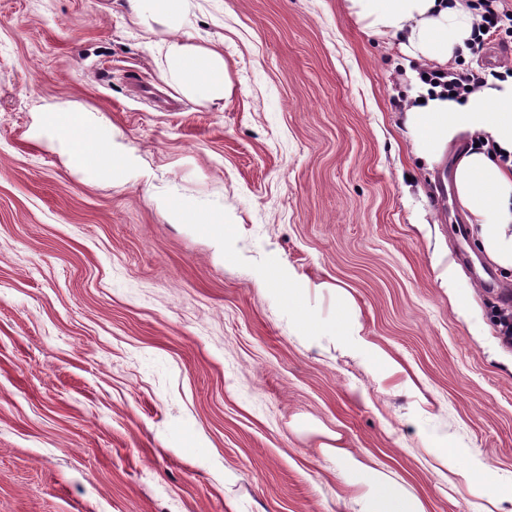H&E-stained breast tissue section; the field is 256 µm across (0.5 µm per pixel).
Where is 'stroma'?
Listing matches in <instances>:
<instances>
[{"label": "stroma", "mask_w": 512, "mask_h": 512, "mask_svg": "<svg viewBox=\"0 0 512 512\" xmlns=\"http://www.w3.org/2000/svg\"><path fill=\"white\" fill-rule=\"evenodd\" d=\"M192 5L220 107L162 80L166 34L125 0H0V512H353L334 433L428 512H512V347L499 301L432 266L454 243L400 122L399 38L348 0ZM57 99L110 122L125 175L51 149ZM162 195L223 209V248ZM348 295L346 292L338 290L336 291V303L339 308V317L336 321V336L343 342L344 336H352L350 321L351 315L348 307Z\"/></svg>", "instance_id": "obj_1"}]
</instances>
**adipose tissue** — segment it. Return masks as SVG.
<instances>
[{
  "label": "adipose tissue",
  "instance_id": "1",
  "mask_svg": "<svg viewBox=\"0 0 512 512\" xmlns=\"http://www.w3.org/2000/svg\"><path fill=\"white\" fill-rule=\"evenodd\" d=\"M358 19L380 36H399L403 51L421 64L446 67L467 53L474 15L447 0H350ZM131 24L162 26L168 33L157 45L161 77L181 95L204 106L228 97L224 45L200 44L190 19V0H126ZM50 142L75 168L101 180L121 175L133 162L114 151L109 122L73 101L42 106ZM403 125L413 154L426 167L441 162L460 134L472 144L454 170L457 201L466 213L473 242L503 273L512 272V77H487L465 103L425 98L403 112ZM162 207L176 224L203 227L223 242L224 215L204 212L194 204L165 199ZM322 455L333 459L347 485L356 487V512H428L424 501L368 465L343 444L324 443Z\"/></svg>",
  "mask_w": 512,
  "mask_h": 512
}]
</instances>
